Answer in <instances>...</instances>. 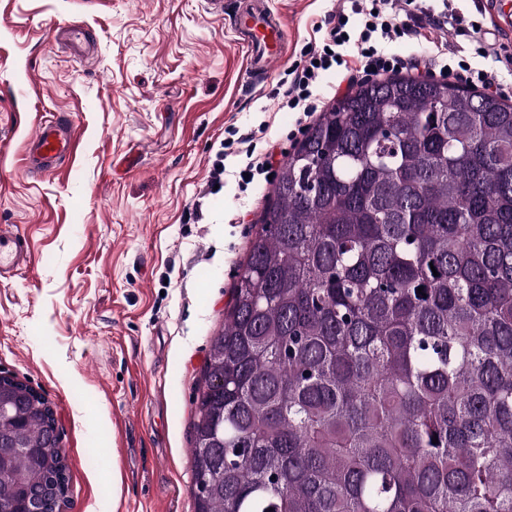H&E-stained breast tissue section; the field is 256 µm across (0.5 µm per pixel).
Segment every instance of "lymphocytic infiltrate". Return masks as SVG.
Returning <instances> with one entry per match:
<instances>
[{"label": "lymphocytic infiltrate", "instance_id": "f902f5d3", "mask_svg": "<svg viewBox=\"0 0 512 512\" xmlns=\"http://www.w3.org/2000/svg\"><path fill=\"white\" fill-rule=\"evenodd\" d=\"M349 9H338L325 18V34L321 45H310L290 71L291 79L284 91L290 109L304 113L316 111L315 91L323 72L343 66L342 47L356 41L360 56V74H349L348 84L359 78L400 73L418 69L416 59H404L390 54L388 43L402 38L426 40L438 55L448 53V41L443 31L449 22H461L456 11H441L433 22L434 34H422L421 19L430 11L427 0H349ZM359 17V37L351 39L347 30L350 15Z\"/></svg>", "mask_w": 512, "mask_h": 512}]
</instances>
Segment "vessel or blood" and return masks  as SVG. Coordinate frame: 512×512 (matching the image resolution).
<instances>
[{"instance_id":"obj_1","label":"vessel or blood","mask_w":512,"mask_h":512,"mask_svg":"<svg viewBox=\"0 0 512 512\" xmlns=\"http://www.w3.org/2000/svg\"><path fill=\"white\" fill-rule=\"evenodd\" d=\"M231 26L245 51L253 78L268 76L281 58L288 39L279 14L271 9L268 0H244ZM61 38L74 57H84L91 48V35L85 27L67 26ZM78 148L75 127L65 114L38 115L24 140L22 166L29 172L50 174L60 162L72 159ZM30 261L31 256L17 234L0 233V279Z\"/></svg>"}]
</instances>
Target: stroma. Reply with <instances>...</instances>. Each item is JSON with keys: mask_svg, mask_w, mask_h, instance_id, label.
Wrapping results in <instances>:
<instances>
[{"mask_svg": "<svg viewBox=\"0 0 512 512\" xmlns=\"http://www.w3.org/2000/svg\"><path fill=\"white\" fill-rule=\"evenodd\" d=\"M283 59L253 79L207 0H0V147L20 154L38 113H70L82 144L51 175L0 168V232L31 261L0 280V373L49 402L69 474L63 512H194L190 456L210 339L224 325L272 182L239 188L231 130L282 163L298 113L275 95L337 0H270ZM449 64L512 48V0H452ZM84 24L92 59L58 28ZM228 176L203 189L217 163Z\"/></svg>", "mask_w": 512, "mask_h": 512, "instance_id": "35a3bbf8", "label": "stroma"}]
</instances>
